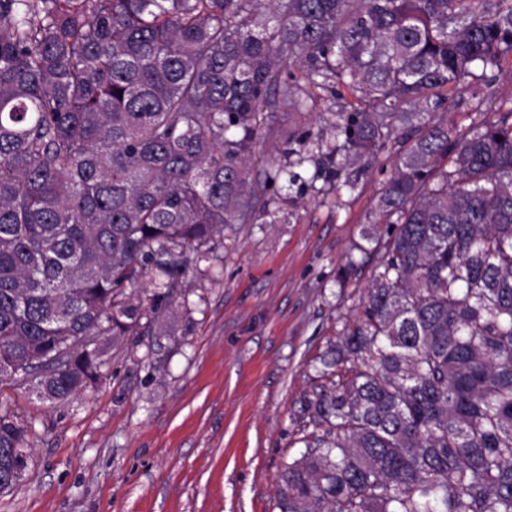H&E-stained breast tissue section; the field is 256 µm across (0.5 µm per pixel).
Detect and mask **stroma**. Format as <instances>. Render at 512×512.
<instances>
[{
    "label": "stroma",
    "instance_id": "stroma-1",
    "mask_svg": "<svg viewBox=\"0 0 512 512\" xmlns=\"http://www.w3.org/2000/svg\"><path fill=\"white\" fill-rule=\"evenodd\" d=\"M332 104L318 89L309 113H275L254 175ZM381 180L372 167L352 194L297 185L289 222L225 227L148 335L107 341L94 388L50 403L25 381L1 387L31 456L0 512H278L283 466L303 450L301 401L320 383L314 360L370 278L336 273L363 243Z\"/></svg>",
    "mask_w": 512,
    "mask_h": 512
}]
</instances>
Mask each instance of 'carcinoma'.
<instances>
[{
  "label": "carcinoma",
  "instance_id": "obj_1",
  "mask_svg": "<svg viewBox=\"0 0 512 512\" xmlns=\"http://www.w3.org/2000/svg\"><path fill=\"white\" fill-rule=\"evenodd\" d=\"M512 0H0V385L66 401L104 336H140L226 224H277L266 186L385 175L353 323L319 358L279 512H512ZM307 85L357 107L291 131ZM472 87L471 101L462 92ZM469 124L448 125V106ZM154 274L150 303L127 289ZM28 430L0 403V494ZM313 94L314 99L310 102L312 112L302 115L293 112H276L273 115L270 129H265L262 139L257 142L254 148V176L259 175L260 179H263L264 171L269 167L267 162L275 161L280 156L289 131L307 128H313L316 131L323 117L330 120L334 119L330 112L336 111V107L332 108L334 99L331 93L326 90L315 89Z\"/></svg>",
  "mask_w": 512,
  "mask_h": 512
}]
</instances>
